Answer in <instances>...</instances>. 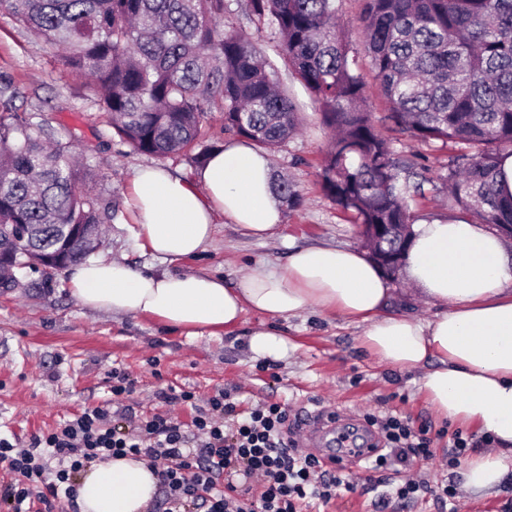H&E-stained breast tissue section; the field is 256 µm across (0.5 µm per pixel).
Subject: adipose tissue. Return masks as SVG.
Masks as SVG:
<instances>
[{
	"instance_id": "ef3b65f1",
	"label": "adipose tissue",
	"mask_w": 512,
	"mask_h": 512,
	"mask_svg": "<svg viewBox=\"0 0 512 512\" xmlns=\"http://www.w3.org/2000/svg\"><path fill=\"white\" fill-rule=\"evenodd\" d=\"M130 209L143 246L164 260L196 255L213 238L218 217L265 239L279 229L283 203L271 162L245 140L214 151L189 177L161 167L140 169ZM410 279L441 313L428 321L386 314V278L365 251L308 246L279 270L258 264L237 287L202 273H142L102 258L68 272L86 308L147 316L189 336H215L245 312L289 318L314 306L365 326L364 346L390 367L419 372L432 409L492 437V451L473 457L465 488L480 493L512 475V253L483 225L462 219L413 227L406 256ZM157 477L142 459L94 464L77 483L81 512H144Z\"/></svg>"
}]
</instances>
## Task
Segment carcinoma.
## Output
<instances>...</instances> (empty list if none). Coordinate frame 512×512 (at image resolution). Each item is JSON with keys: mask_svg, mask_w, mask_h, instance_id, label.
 <instances>
[{"mask_svg": "<svg viewBox=\"0 0 512 512\" xmlns=\"http://www.w3.org/2000/svg\"><path fill=\"white\" fill-rule=\"evenodd\" d=\"M339 0H242L268 19L279 60L224 27V0H0V13L51 46L83 80L132 151L184 155L199 168L216 149L201 128L216 102L224 128L274 150L298 127L281 86L291 71L332 132L319 179L325 196L357 224H399L384 247L404 254L414 224L413 164L395 157L365 108L358 56L337 25ZM364 49L388 104L389 130L462 145L448 159V201L459 218L512 224L502 162L512 155V0H364ZM19 89L0 81V290L26 269L81 263L97 249L112 212L92 189L74 128L49 132L18 112ZM296 207L294 184L274 183Z\"/></svg>", "mask_w": 512, "mask_h": 512, "instance_id": "obj_1", "label": "carcinoma"}]
</instances>
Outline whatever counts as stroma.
<instances>
[{
  "mask_svg": "<svg viewBox=\"0 0 512 512\" xmlns=\"http://www.w3.org/2000/svg\"><path fill=\"white\" fill-rule=\"evenodd\" d=\"M225 27L243 30L262 54L276 58L278 42L269 23L249 19L238 0H225ZM0 77L20 89L19 110L48 129H79L85 149L102 173L100 188L115 215L105 227L96 258H126L144 272L180 274L198 271L234 285L257 263L279 269L294 248L308 245L358 246L351 216L324 195L318 178L329 132L322 127L306 89L289 74L281 79L299 107L296 135L269 156L274 173L289 177L302 197L296 208H285L284 221L273 236H245L226 218H219L212 241L196 256L164 261L143 247L139 227L127 207L135 172L162 167L189 177L194 168L180 156L159 160L132 152L118 138L105 114L82 99L83 86L63 64L57 49L23 31L0 15ZM391 147L412 159L423 176L422 194L412 201L419 220H451L457 215L447 198L443 179L455 144L422 142L391 133ZM388 311L422 319L438 313L409 278L394 285ZM275 324L290 345L286 357L268 363L248 348L253 330ZM364 329L312 307L295 318L270 320L254 312L217 336L190 337L142 317L116 316L82 307L72 296L64 270L27 272L18 285L0 291V436L28 444L36 435L73 419L84 409L112 397V373L127 372L135 382L126 403L136 415L173 410L189 420L188 405H169L170 390H191L207 398L220 390L240 387V399L255 404L266 399L284 403L291 421L322 411L337 425L361 426L366 415L409 416L431 427L434 457L415 463L414 470L430 482L462 484V468L443 467L451 425L428 404L413 372L380 364L363 345ZM351 485L326 512H376V494L369 489L361 465L341 473Z\"/></svg>",
  "mask_w": 512,
  "mask_h": 512,
  "instance_id": "obj_1",
  "label": "stroma"
}]
</instances>
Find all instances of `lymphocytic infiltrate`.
<instances>
[{"mask_svg": "<svg viewBox=\"0 0 512 512\" xmlns=\"http://www.w3.org/2000/svg\"><path fill=\"white\" fill-rule=\"evenodd\" d=\"M133 387L128 374L113 371L112 407L85 409L25 447L0 437V464L17 475L0 485V501L10 512H31L34 502L55 512L62 501L67 512H78L75 474L89 462L129 454L147 459L156 474L158 512H303L313 503L328 504L343 485L322 459L289 439V413L279 402L246 408L227 391L200 401L184 390L175 399L191 406L190 421L165 413L138 419L121 405ZM367 422L379 428L386 447L368 459L367 471H405L381 503L406 505L431 495L440 505L455 504L454 483L433 486L410 471L434 455L427 424L397 414Z\"/></svg>", "mask_w": 512, "mask_h": 512, "instance_id": "lymphocytic-infiltrate-1", "label": "lymphocytic infiltrate"}]
</instances>
